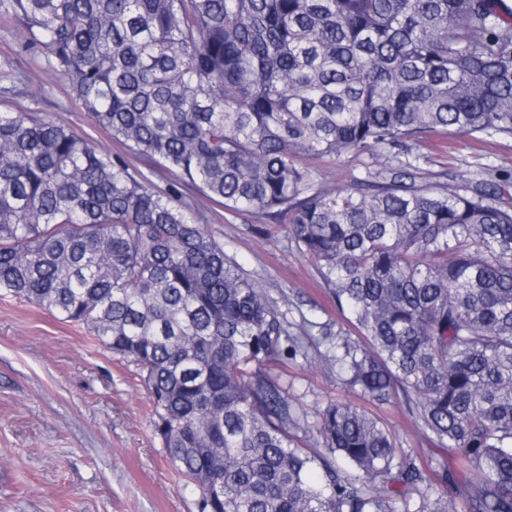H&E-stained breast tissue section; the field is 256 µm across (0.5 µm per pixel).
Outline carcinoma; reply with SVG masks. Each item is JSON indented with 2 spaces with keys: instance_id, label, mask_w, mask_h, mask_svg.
Returning <instances> with one entry per match:
<instances>
[{
  "instance_id": "cac0c4a2",
  "label": "carcinoma",
  "mask_w": 512,
  "mask_h": 512,
  "mask_svg": "<svg viewBox=\"0 0 512 512\" xmlns=\"http://www.w3.org/2000/svg\"><path fill=\"white\" fill-rule=\"evenodd\" d=\"M112 139L235 213L288 218L363 341L326 364L403 399L475 472L437 481L364 409L311 424L272 367L315 323L121 160L32 112H0V295L84 325L135 365L199 512H512V209L409 170L316 190L305 157L512 134L503 0H0ZM341 460L344 467L336 465Z\"/></svg>"
}]
</instances>
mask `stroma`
Segmentation results:
<instances>
[{
  "instance_id": "1",
  "label": "stroma",
  "mask_w": 512,
  "mask_h": 512,
  "mask_svg": "<svg viewBox=\"0 0 512 512\" xmlns=\"http://www.w3.org/2000/svg\"><path fill=\"white\" fill-rule=\"evenodd\" d=\"M0 111L37 112L73 128L102 152L197 213L225 253L259 281L292 323L301 318L347 330L345 313L322 285L313 262L288 237L286 224L255 213H230L175 173L113 142L78 111L69 87L44 54L26 51L23 31L0 16ZM425 186L462 193L494 179L497 201L512 206V135H451L442 130L409 144ZM399 165L395 150L312 161L316 189L381 182ZM325 348L310 341L303 356L279 366L288 394L309 422L326 405L350 403L388 427L397 447L414 449L435 469L449 449L423 437L403 401L370 402L323 366ZM199 493L182 477L153 432L152 404L139 369L113 357L83 326L24 299L0 296V512H198Z\"/></svg>"
}]
</instances>
